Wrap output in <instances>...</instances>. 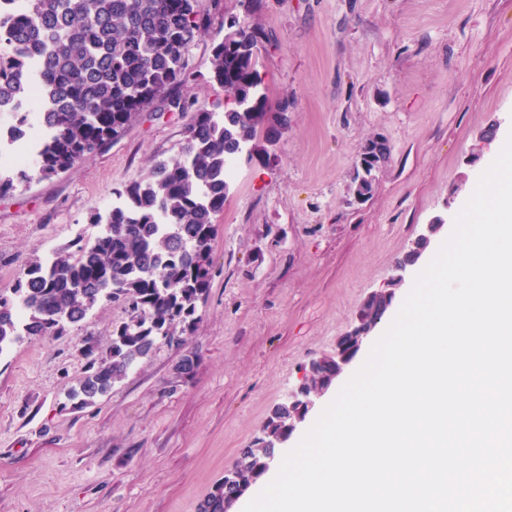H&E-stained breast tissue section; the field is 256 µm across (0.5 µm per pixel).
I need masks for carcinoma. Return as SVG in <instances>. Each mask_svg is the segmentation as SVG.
Wrapping results in <instances>:
<instances>
[{"label":"carcinoma","instance_id":"cac0c4a2","mask_svg":"<svg viewBox=\"0 0 512 512\" xmlns=\"http://www.w3.org/2000/svg\"><path fill=\"white\" fill-rule=\"evenodd\" d=\"M207 22L203 0H16L0 10V112L42 132L25 170L0 175V195L15 184L49 180L126 132L133 118L189 70L188 48ZM267 34L255 20H232L213 46L210 72L224 88V112L192 113L180 151L156 161L148 177L117 191L120 203L93 222L104 229L77 250L30 264L0 289V352L23 337L64 336L104 301L125 305L127 320L112 330L109 351L89 362L73 397L88 405L122 382L163 339L178 346L200 320L198 304L213 277L216 217L229 192L226 165L278 124L263 88L260 54ZM390 156L388 141L372 137L360 150L354 183L372 192ZM288 405L279 404L262 429L286 430ZM257 438L233 465L238 479L221 481L199 512H226L265 471L273 448Z\"/></svg>","mask_w":512,"mask_h":512}]
</instances>
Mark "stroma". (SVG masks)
Returning a JSON list of instances; mask_svg holds the SVG:
<instances>
[{"mask_svg":"<svg viewBox=\"0 0 512 512\" xmlns=\"http://www.w3.org/2000/svg\"><path fill=\"white\" fill-rule=\"evenodd\" d=\"M204 7L191 74L170 90L183 109L154 102L66 173L0 195V288L31 261L93 240L92 214L178 153L192 112L223 111L211 47L245 10ZM254 16L271 37L266 92L290 122L272 156L235 165L199 322L183 346L158 345L83 408L69 395L89 355L108 351L122 303L101 304L68 335L1 351L0 512H198L310 360L332 353L365 297L388 286L383 334L497 156L480 133L495 122L512 134V0H258ZM377 136L390 158L358 200V154ZM439 218L392 284L396 260Z\"/></svg>","mask_w":512,"mask_h":512,"instance_id":"35a3bbf8","label":"stroma"}]
</instances>
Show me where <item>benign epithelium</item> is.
<instances>
[{
	"instance_id": "obj_1",
	"label": "benign epithelium",
	"mask_w": 512,
	"mask_h": 512,
	"mask_svg": "<svg viewBox=\"0 0 512 512\" xmlns=\"http://www.w3.org/2000/svg\"><path fill=\"white\" fill-rule=\"evenodd\" d=\"M392 298L390 292L378 290L371 293L363 302L353 327L339 337L336 350L332 354L322 355L312 359L308 364L302 382L288 394V406L292 413L288 415V431H293L297 424L302 422L315 405L335 381L342 375L347 366L364 342L372 335L384 312H376L374 305Z\"/></svg>"
}]
</instances>
